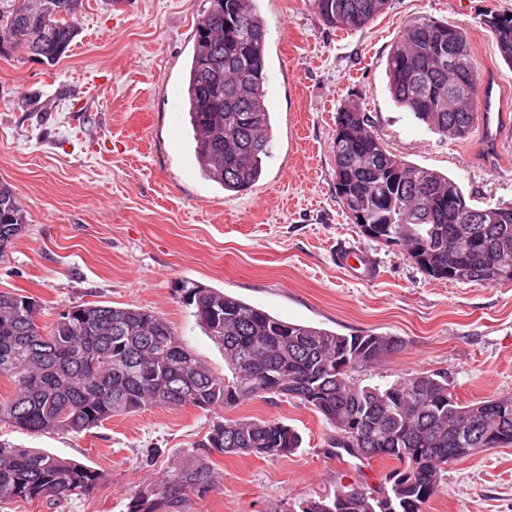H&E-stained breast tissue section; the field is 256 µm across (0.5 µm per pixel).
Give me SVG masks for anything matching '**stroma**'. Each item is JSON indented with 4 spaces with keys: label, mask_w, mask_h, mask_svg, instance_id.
Segmentation results:
<instances>
[{
    "label": "stroma",
    "mask_w": 512,
    "mask_h": 512,
    "mask_svg": "<svg viewBox=\"0 0 512 512\" xmlns=\"http://www.w3.org/2000/svg\"><path fill=\"white\" fill-rule=\"evenodd\" d=\"M211 0H83L78 35L48 66L0 57V182L26 224L0 258V291L35 299L48 332L58 315L96 302L166 318L216 375L224 350L182 302L201 283L285 320L344 335L389 334L403 349L353 371L356 382L444 377L461 403L512 396V280L458 283L428 275L401 246L364 234L336 194V113L358 105L393 154L451 176L470 205L512 202V166L489 167L477 135L429 132L388 89L387 58L403 27L426 17L463 28L481 74L496 73L512 106V67L485 14L512 0H391L363 28L327 25L313 0H257L266 28L269 155L247 191L199 173L188 138L183 78L195 28ZM347 243L375 262L366 281L337 263ZM277 419L297 429L293 454L211 453L219 488L191 512H282L341 486L385 489L393 460L363 463L328 451L333 428L299 400L271 395L231 409L152 407L81 433L0 439L95 469L91 494L1 501L0 512H127L132 497L184 461L214 421ZM156 449L146 461L147 449ZM425 512H512V445L449 463Z\"/></svg>",
    "instance_id": "stroma-1"
}]
</instances>
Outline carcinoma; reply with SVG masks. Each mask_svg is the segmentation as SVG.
I'll return each instance as SVG.
<instances>
[{"mask_svg": "<svg viewBox=\"0 0 512 512\" xmlns=\"http://www.w3.org/2000/svg\"><path fill=\"white\" fill-rule=\"evenodd\" d=\"M83 0H0V55L24 51L56 64L78 34ZM257 0H212L198 22L183 82L194 153L202 175L224 190L241 192L261 178L271 142L265 104L266 32ZM327 24L364 27L389 0H314ZM501 58L512 66V17L484 19ZM461 48L454 64L471 77L467 94L448 83V45ZM393 101L444 137L464 139L478 125L482 78L472 62L467 32L430 18L409 22L387 60ZM336 191L350 210L363 212L371 237L402 245L428 275L460 283L512 280V203L468 204L458 183L390 154L356 105L337 112L332 141ZM492 214L480 224L458 223L455 207ZM25 227L18 198L0 183V257ZM183 303L205 333L224 347V376L215 375L154 312L98 303L61 313L44 335L35 322L38 304L0 291V378L15 384L0 400V423L28 433L87 432L114 416L147 406L202 410L232 408L267 395L296 398L331 426L356 421L365 432L350 445L331 437L328 446L376 448L360 461L398 462L394 493L398 512H424L439 491L449 463L466 448L512 445V397L461 404L448 383L409 375L384 387L361 385L350 372L398 353L391 335H343L285 321L202 284L182 283ZM495 431L493 444L480 439ZM302 443L275 419L217 420L198 452L163 472L136 494L129 512H190V496L217 488L204 455L282 457ZM99 473L81 462L0 440V498L60 501L88 495ZM341 489L304 501L288 512H371V497L336 502Z\"/></svg>", "mask_w": 512, "mask_h": 512, "instance_id": "carcinoma-1", "label": "carcinoma"}]
</instances>
